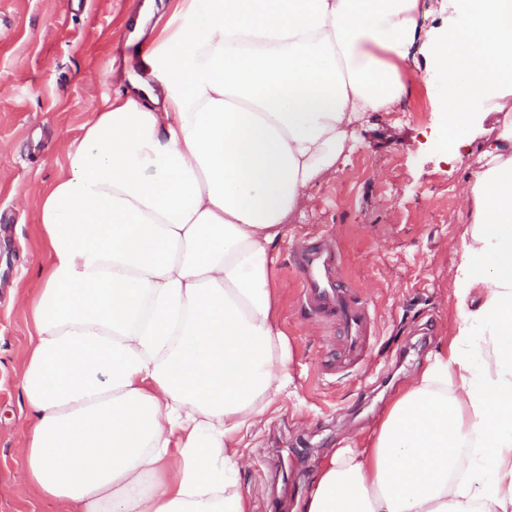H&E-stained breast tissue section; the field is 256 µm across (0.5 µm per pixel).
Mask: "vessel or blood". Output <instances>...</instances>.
Instances as JSON below:
<instances>
[{
    "instance_id": "b4317fda",
    "label": "vessel or blood",
    "mask_w": 512,
    "mask_h": 512,
    "mask_svg": "<svg viewBox=\"0 0 512 512\" xmlns=\"http://www.w3.org/2000/svg\"><path fill=\"white\" fill-rule=\"evenodd\" d=\"M294 265L301 282L302 307L335 320L342 336L340 360L360 359L374 316L368 302L345 288L339 249L327 241L301 246L296 252Z\"/></svg>"
}]
</instances>
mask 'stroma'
<instances>
[{"instance_id": "35a3bbf8", "label": "stroma", "mask_w": 512, "mask_h": 512, "mask_svg": "<svg viewBox=\"0 0 512 512\" xmlns=\"http://www.w3.org/2000/svg\"><path fill=\"white\" fill-rule=\"evenodd\" d=\"M143 0H0V512H65L21 488L32 418L20 376L32 325L23 306L47 263L34 216L69 168L64 142L81 138L95 109L128 88L143 53L134 20ZM413 47L408 93L394 112L371 113L334 172L306 191L307 208L273 252L271 284L293 352L294 386L241 445L252 512H293L342 439L361 441L408 379L447 347L452 275L466 224L461 191L481 169L480 128L450 150L439 82L424 80ZM333 241L350 288L369 299L375 332L365 360L328 373L334 324L298 302L292 269L300 241Z\"/></svg>"}]
</instances>
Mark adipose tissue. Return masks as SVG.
Wrapping results in <instances>:
<instances>
[{"instance_id":"adipose-tissue-1","label":"adipose tissue","mask_w":512,"mask_h":512,"mask_svg":"<svg viewBox=\"0 0 512 512\" xmlns=\"http://www.w3.org/2000/svg\"><path fill=\"white\" fill-rule=\"evenodd\" d=\"M417 0H183L67 144L25 301L22 484L67 512H251L238 447L293 382L271 251L367 113L407 93ZM431 52L465 189L454 336L300 512H512V0H456Z\"/></svg>"}]
</instances>
